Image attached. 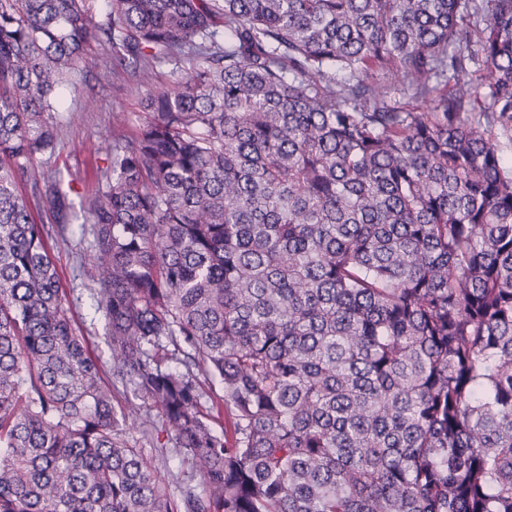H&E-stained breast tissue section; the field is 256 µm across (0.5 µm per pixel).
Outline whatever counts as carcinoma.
Wrapping results in <instances>:
<instances>
[{"label":"carcinoma","mask_w":512,"mask_h":512,"mask_svg":"<svg viewBox=\"0 0 512 512\" xmlns=\"http://www.w3.org/2000/svg\"><path fill=\"white\" fill-rule=\"evenodd\" d=\"M101 55L145 117L77 205L51 113ZM502 139L512 0H0V512H512ZM143 400L190 471L129 444ZM90 237L69 236L60 241L55 250L59 273L67 289L76 325L85 336L91 354L99 360L105 381L112 379L110 373L111 353L105 339V319L95 310L89 282L81 275V265H87L91 258Z\"/></svg>","instance_id":"obj_1"}]
</instances>
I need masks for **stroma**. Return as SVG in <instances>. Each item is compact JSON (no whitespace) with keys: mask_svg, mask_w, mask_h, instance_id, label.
<instances>
[{"mask_svg":"<svg viewBox=\"0 0 512 512\" xmlns=\"http://www.w3.org/2000/svg\"><path fill=\"white\" fill-rule=\"evenodd\" d=\"M124 113L128 126L139 122L142 112L137 96L96 78L92 73H77L65 95L61 112L54 120L60 125V142L51 164L60 168L73 201L101 187V170L108 165L112 149L113 113ZM89 238L68 237L59 242L55 260L67 289L76 325L85 336L91 354L102 370H109L111 353L105 339V319L95 309L88 281L81 274L82 265L91 258Z\"/></svg>","mask_w":512,"mask_h":512,"instance_id":"1","label":"stroma"}]
</instances>
